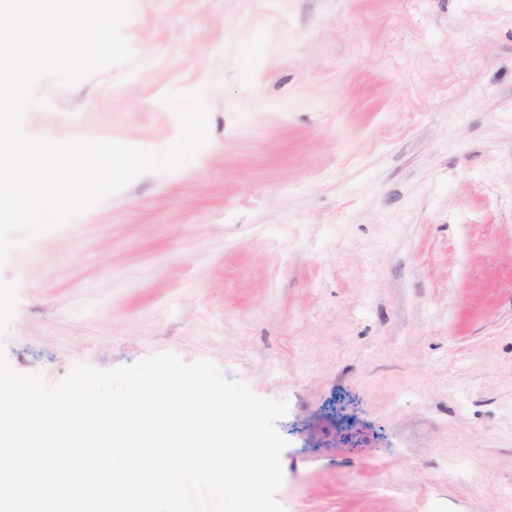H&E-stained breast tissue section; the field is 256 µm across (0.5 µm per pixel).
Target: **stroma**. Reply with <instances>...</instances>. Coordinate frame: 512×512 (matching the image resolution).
Instances as JSON below:
<instances>
[{"mask_svg":"<svg viewBox=\"0 0 512 512\" xmlns=\"http://www.w3.org/2000/svg\"><path fill=\"white\" fill-rule=\"evenodd\" d=\"M123 33L25 134L159 151L199 90L210 142L12 251L11 367L212 361L288 404L285 512H512V0H132Z\"/></svg>","mask_w":512,"mask_h":512,"instance_id":"35a3bbf8","label":"stroma"}]
</instances>
